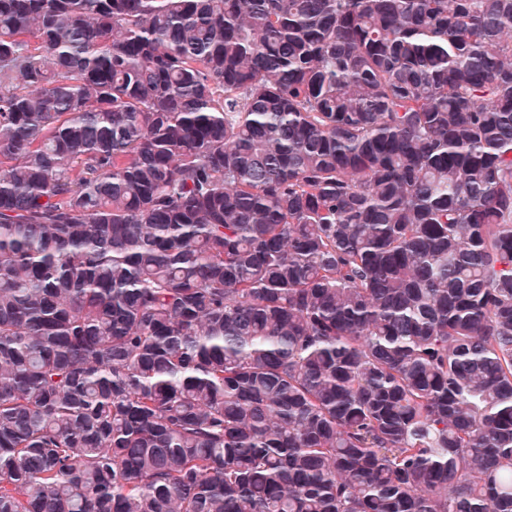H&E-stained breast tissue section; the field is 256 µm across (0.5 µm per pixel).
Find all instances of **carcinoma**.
Listing matches in <instances>:
<instances>
[{
  "mask_svg": "<svg viewBox=\"0 0 512 512\" xmlns=\"http://www.w3.org/2000/svg\"><path fill=\"white\" fill-rule=\"evenodd\" d=\"M0 512H512V0H0Z\"/></svg>",
  "mask_w": 512,
  "mask_h": 512,
  "instance_id": "carcinoma-1",
  "label": "carcinoma"
}]
</instances>
